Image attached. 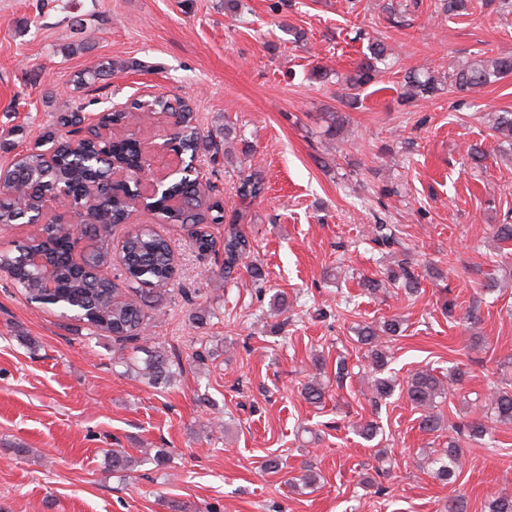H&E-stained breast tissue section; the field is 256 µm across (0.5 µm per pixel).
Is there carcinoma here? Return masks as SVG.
Masks as SVG:
<instances>
[{
  "instance_id": "cac0c4a2",
  "label": "carcinoma",
  "mask_w": 512,
  "mask_h": 512,
  "mask_svg": "<svg viewBox=\"0 0 512 512\" xmlns=\"http://www.w3.org/2000/svg\"><path fill=\"white\" fill-rule=\"evenodd\" d=\"M472 0H436L435 11L450 17L468 14ZM367 53L355 66L352 74L345 78V92L342 103L350 109L362 104L361 91L374 82L382 73L381 65L393 56L392 48L381 38L367 37ZM112 71V65L100 64L79 73L76 83L81 88L93 87L102 76ZM512 73L511 55H479L463 63L448 64V71L438 75L429 67L406 72L400 84L399 101L409 106L419 99H428L441 90L442 85L458 93H475ZM158 112H170L176 117V149L193 154L201 142L215 144L213 136L202 135L192 109L178 98L160 96L152 102ZM141 105L134 101L124 116L109 113L103 122L112 124L126 119L133 124L138 119ZM496 140L512 146V112L499 111L490 119ZM82 110L72 109L59 112L55 125L64 130V137L58 145L57 163L54 169H47L42 153L31 150L18 155L6 168L5 178L0 184V224H32L39 220L45 204L61 188L73 192V206L85 205V189L96 183L102 173L109 172L108 163L114 160L130 169H138L142 163L141 143L131 133L119 134L108 140H87L84 150L102 161V171L90 172L83 164V155L72 151L65 142V136L83 131ZM168 196L178 199V205L171 208L162 205V217L173 224L195 226L198 224L224 223V206L209 183L181 177L168 184ZM264 185L251 174L240 177L236 193L243 201H253L261 196ZM128 192L124 186H108L94 208L89 212L94 223L91 239L94 248L89 252L95 267L105 266L112 261V242L108 225L119 223L128 209ZM372 242L384 247L387 252L400 253L401 259L388 266L382 276L363 277L360 285L370 294L389 288H401L409 296L421 288L418 264L410 255V248L404 246L390 224H372L369 227ZM38 252L54 270V287L44 285L42 271L29 264L27 257ZM251 255V245L244 236L235 232L224 237V262L219 277L224 281L233 279L240 266L259 285L258 295H263L264 283L261 267L246 263ZM126 271L124 280L130 295L121 294L110 281L95 276L74 261L66 248L62 230L50 226L41 228L40 233L16 246L12 254H0V268L11 275L15 286L20 288L34 302L55 308L63 318L80 322L90 330L110 333L125 339H139L146 326L144 306L153 298H159L168 291L174 266V255L165 238L147 225L130 233L123 243ZM401 331L396 319H385L377 324L364 323L356 327L357 341L367 347L365 355L371 372L376 374L371 388L373 399L390 397L397 387L396 380L383 377L390 363L388 338ZM145 358L137 366L138 374L156 384L170 378V361L167 356L154 348H144ZM326 386L320 377L314 375L303 386L305 399L312 403L322 402ZM409 401L423 411L420 427L426 432H437L443 426L441 416L434 412L441 399L448 395L439 376L432 369L413 373L406 386L402 387ZM483 414L469 420L460 433L470 441L480 443L491 434L492 424H512V388L498 382H491L488 394L481 401ZM112 471L129 473L135 470L138 461L130 455L112 450L110 456ZM464 453L453 436L448 437V446L441 454L428 461V473L443 484L455 482L462 473ZM488 512H512V493L502 492L489 501Z\"/></svg>"
}]
</instances>
